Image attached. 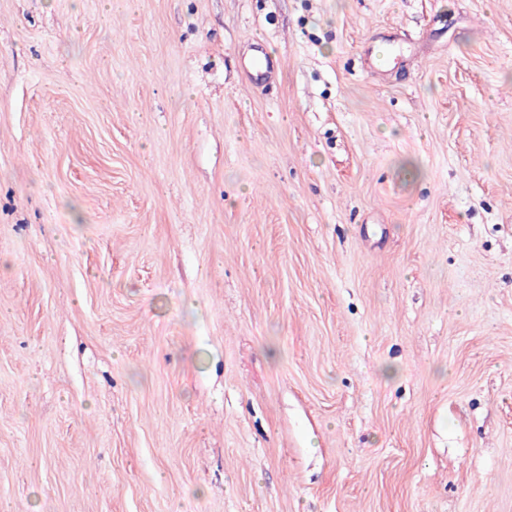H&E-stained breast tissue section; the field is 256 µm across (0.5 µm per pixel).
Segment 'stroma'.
I'll return each mask as SVG.
<instances>
[{
    "instance_id": "1",
    "label": "stroma",
    "mask_w": 512,
    "mask_h": 512,
    "mask_svg": "<svg viewBox=\"0 0 512 512\" xmlns=\"http://www.w3.org/2000/svg\"><path fill=\"white\" fill-rule=\"evenodd\" d=\"M0 512H512V0H0Z\"/></svg>"
}]
</instances>
